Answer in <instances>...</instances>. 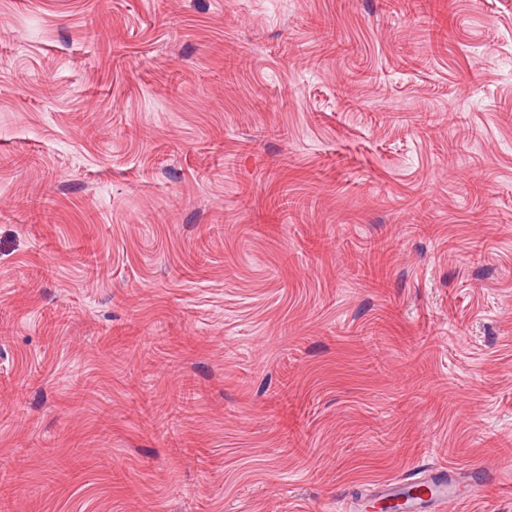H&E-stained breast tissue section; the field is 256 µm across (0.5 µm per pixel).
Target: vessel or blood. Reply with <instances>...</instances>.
Instances as JSON below:
<instances>
[{"instance_id": "vessel-or-blood-1", "label": "vessel or blood", "mask_w": 512, "mask_h": 512, "mask_svg": "<svg viewBox=\"0 0 512 512\" xmlns=\"http://www.w3.org/2000/svg\"><path fill=\"white\" fill-rule=\"evenodd\" d=\"M480 489V482L467 481L456 469L437 465L380 482L371 495L381 502L403 504L406 512H446L449 505L478 497Z\"/></svg>"}]
</instances>
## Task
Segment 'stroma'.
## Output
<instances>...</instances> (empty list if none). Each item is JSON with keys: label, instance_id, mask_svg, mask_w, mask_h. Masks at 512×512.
<instances>
[{"label": "stroma", "instance_id": "1", "mask_svg": "<svg viewBox=\"0 0 512 512\" xmlns=\"http://www.w3.org/2000/svg\"><path fill=\"white\" fill-rule=\"evenodd\" d=\"M425 463L512 512V0H0V512ZM363 250V259L358 264L359 271L375 287H384L387 278L386 267L382 262L385 247L381 244H370Z\"/></svg>", "mask_w": 512, "mask_h": 512}]
</instances>
